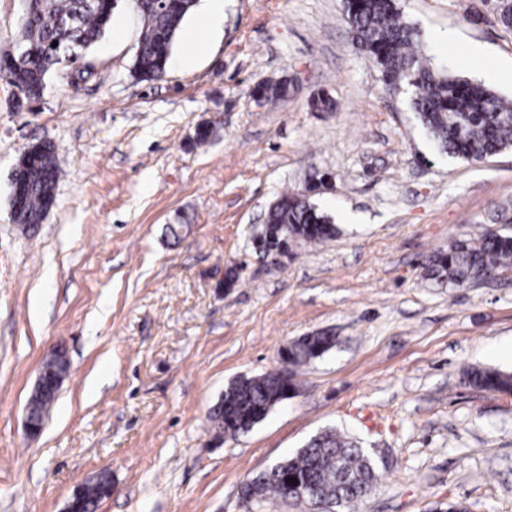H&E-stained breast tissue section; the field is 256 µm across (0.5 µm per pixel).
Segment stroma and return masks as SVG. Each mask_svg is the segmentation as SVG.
Masks as SVG:
<instances>
[{"label": "stroma", "mask_w": 512, "mask_h": 512, "mask_svg": "<svg viewBox=\"0 0 512 512\" xmlns=\"http://www.w3.org/2000/svg\"><path fill=\"white\" fill-rule=\"evenodd\" d=\"M399 5L432 66L512 99V32L483 0ZM112 24L125 37L86 53L87 79L22 104L0 78V512H64L102 472L96 512H243L248 480L330 427L377 462L356 512H512V395L463 380L512 371V269L460 288L427 276L434 253L512 206V151L439 153L409 91L353 47L343 0H227L211 52L151 83L130 72L128 0ZM281 81L288 99L257 100ZM41 141L56 202L25 233L12 172ZM309 187L339 235L259 255L268 206ZM320 331L336 344L302 368L298 396L217 437L225 388ZM56 348L69 372L32 437L26 407Z\"/></svg>", "instance_id": "obj_1"}]
</instances>
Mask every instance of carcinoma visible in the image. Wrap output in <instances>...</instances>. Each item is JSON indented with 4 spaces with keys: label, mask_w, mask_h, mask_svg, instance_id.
Masks as SVG:
<instances>
[{
    "label": "carcinoma",
    "mask_w": 512,
    "mask_h": 512,
    "mask_svg": "<svg viewBox=\"0 0 512 512\" xmlns=\"http://www.w3.org/2000/svg\"><path fill=\"white\" fill-rule=\"evenodd\" d=\"M119 0H25L20 46L32 54L0 56L14 62L9 74L0 76L21 89L24 99L43 96L51 77L66 79L65 66L100 41L110 28ZM196 0H132L141 20L138 47L131 73L140 82L158 81L166 74L171 49L182 22ZM497 24L512 31V0H490ZM352 44L381 72L394 90L407 86L411 106L440 151L466 160H483L512 151V100L478 83L435 69L420 53L418 31L406 22L398 0H344ZM258 98L280 101L288 97V83L255 90ZM31 148H25L15 168L20 170L22 194L14 218L23 230L42 223L56 200L59 177L55 147L45 144L38 163L28 164ZM272 228L288 226L309 244L336 238L340 229L304 192H284L266 211ZM512 268V233L485 231L479 237L456 239L448 250L430 259L429 276L453 287L487 278L500 269ZM336 344L327 331L306 334L280 352L282 367L259 376L233 381L214 405L209 419L217 434L235 437L248 431L261 414L299 390L298 370ZM68 361L44 364L42 389L32 394L29 407L41 421L49 402L47 391L55 379L65 377ZM475 388L512 395V372L472 366L465 371ZM308 487L317 498H336L337 512L361 501L377 481L375 463L360 441L334 429L309 440L252 479L258 507L284 500L286 480ZM111 489V478L101 474L76 491L71 512H95Z\"/></svg>",
    "instance_id": "1"
}]
</instances>
